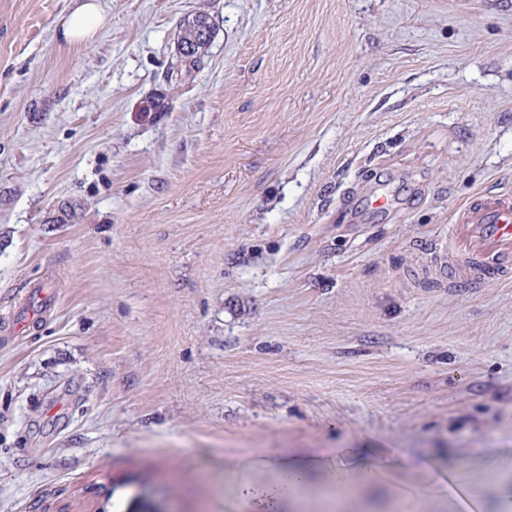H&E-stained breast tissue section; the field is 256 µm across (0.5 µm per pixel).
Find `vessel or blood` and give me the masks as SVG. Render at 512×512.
<instances>
[{"instance_id":"b4317fda","label":"vessel or blood","mask_w":512,"mask_h":512,"mask_svg":"<svg viewBox=\"0 0 512 512\" xmlns=\"http://www.w3.org/2000/svg\"><path fill=\"white\" fill-rule=\"evenodd\" d=\"M431 268L454 288L494 283L511 270L512 193H487L464 206L433 249Z\"/></svg>"}]
</instances>
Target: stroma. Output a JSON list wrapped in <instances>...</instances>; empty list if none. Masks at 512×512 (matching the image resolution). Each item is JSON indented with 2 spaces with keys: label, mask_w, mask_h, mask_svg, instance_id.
<instances>
[{
  "label": "stroma",
  "mask_w": 512,
  "mask_h": 512,
  "mask_svg": "<svg viewBox=\"0 0 512 512\" xmlns=\"http://www.w3.org/2000/svg\"><path fill=\"white\" fill-rule=\"evenodd\" d=\"M102 6L64 48L71 0H0V512H243L344 448L401 460L351 512H454L433 471L512 451V280L422 267L512 191V0ZM212 37L213 26L206 14H199L183 25L176 61L171 62L167 70L170 81H181L200 68ZM280 471L281 482L272 488H258L250 485L245 479L241 481L242 498L250 503L254 512H276L278 503L299 493L306 484L307 467L295 460L282 459L276 461ZM291 494V495H290Z\"/></svg>",
  "instance_id": "stroma-1"
}]
</instances>
